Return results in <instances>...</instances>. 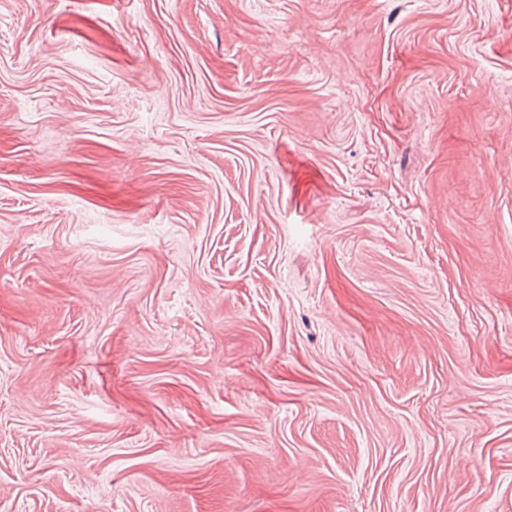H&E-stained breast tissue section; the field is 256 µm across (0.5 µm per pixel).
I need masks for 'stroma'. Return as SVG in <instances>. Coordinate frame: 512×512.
I'll use <instances>...</instances> for the list:
<instances>
[{
  "instance_id": "35a3bbf8",
  "label": "stroma",
  "mask_w": 512,
  "mask_h": 512,
  "mask_svg": "<svg viewBox=\"0 0 512 512\" xmlns=\"http://www.w3.org/2000/svg\"><path fill=\"white\" fill-rule=\"evenodd\" d=\"M0 512H512V0H0Z\"/></svg>"
}]
</instances>
